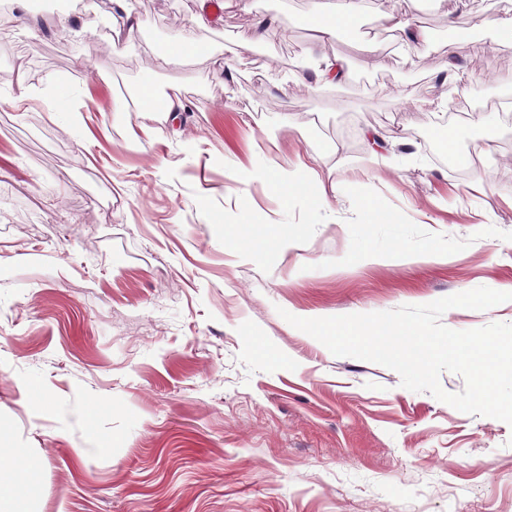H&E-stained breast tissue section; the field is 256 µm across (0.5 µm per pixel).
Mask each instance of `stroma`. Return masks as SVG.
<instances>
[{
    "label": "stroma",
    "instance_id": "stroma-1",
    "mask_svg": "<svg viewBox=\"0 0 512 512\" xmlns=\"http://www.w3.org/2000/svg\"><path fill=\"white\" fill-rule=\"evenodd\" d=\"M214 3L201 27L196 0H129L141 30L117 42L110 0H38L37 30L15 18L0 34V448L39 477L27 512H512V426L283 318L512 286V45L487 27L512 0H412L410 26L430 33L418 68L374 0L324 44L310 0ZM182 39L196 56L149 70L146 46ZM312 49L344 57L345 78L281 90ZM451 49L475 109L449 128L453 176L404 144L452 94ZM22 80L35 96L20 104ZM61 83L95 111H46ZM146 85L182 101L176 124L103 111ZM146 122L164 136L132 138ZM315 156L340 187L326 208L244 178ZM272 224L298 227L295 249L272 245ZM441 322L512 324V300Z\"/></svg>",
    "mask_w": 512,
    "mask_h": 512
}]
</instances>
